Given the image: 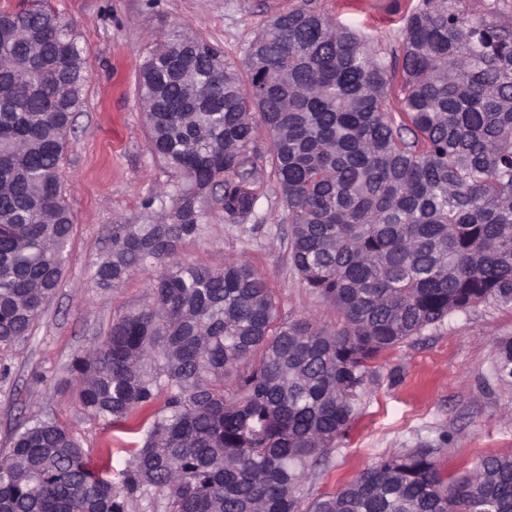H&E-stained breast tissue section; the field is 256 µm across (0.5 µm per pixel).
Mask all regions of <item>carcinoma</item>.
<instances>
[{
  "label": "carcinoma",
  "instance_id": "carcinoma-1",
  "mask_svg": "<svg viewBox=\"0 0 512 512\" xmlns=\"http://www.w3.org/2000/svg\"><path fill=\"white\" fill-rule=\"evenodd\" d=\"M279 13L245 47L246 71L204 39L175 65L148 54L138 92L151 152L184 179L148 224H114L102 288L152 269L143 303L113 319L70 368L77 405L144 444L112 480L54 418L20 426L0 460V512H512V458L444 478L417 448L332 495L308 484L349 424L377 357L449 314L512 305V14L469 18L464 0H420L390 58L355 25L311 7ZM42 35L38 93L0 100V346L26 339L63 274L73 230L59 176L88 59L43 0L0 11V60L24 59L16 29ZM72 84L55 99L59 80ZM266 155L254 151L257 126ZM268 158L288 214L289 258L341 324L281 318L249 262L177 260L207 211L256 218ZM512 380V338L496 342Z\"/></svg>",
  "mask_w": 512,
  "mask_h": 512
}]
</instances>
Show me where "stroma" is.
<instances>
[{
  "instance_id": "obj_1",
  "label": "stroma",
  "mask_w": 512,
  "mask_h": 512,
  "mask_svg": "<svg viewBox=\"0 0 512 512\" xmlns=\"http://www.w3.org/2000/svg\"><path fill=\"white\" fill-rule=\"evenodd\" d=\"M419 0H316L390 50L403 16ZM299 0H48L80 36L88 60L83 103L68 136L62 189L73 232L61 282L31 335L0 346V457L19 422L51 417L69 428L91 456L112 444V469H124L141 434L113 433L84 413L63 385L67 369L115 317L141 304L151 273L120 288L99 287L95 263L114 224H141L169 201L181 177L148 148L137 91L149 51L173 35L204 36L241 62L248 42L277 13ZM258 178L264 221L250 232L215 211L205 232L185 241L179 257L212 268L242 258L269 277L284 318L310 316L335 326V310L303 287L289 260L284 203L268 164ZM512 337V306L481 303L448 315L382 352L369 364L358 402L327 469L311 495L332 494L378 461L412 448H434L444 474L455 475L488 455L512 456V385L499 379L494 341Z\"/></svg>"
}]
</instances>
